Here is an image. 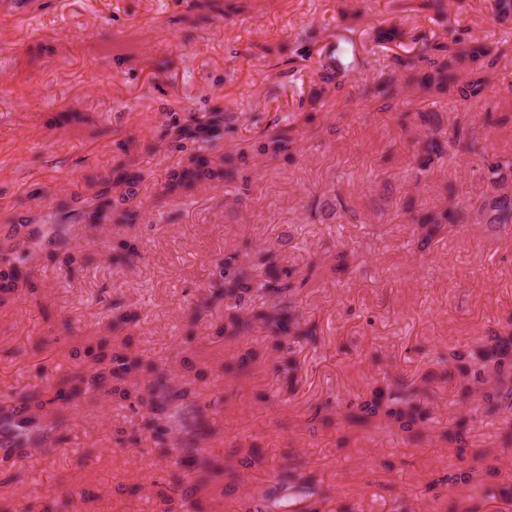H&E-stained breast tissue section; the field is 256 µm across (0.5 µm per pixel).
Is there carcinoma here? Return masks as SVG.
Masks as SVG:
<instances>
[{"mask_svg":"<svg viewBox=\"0 0 512 512\" xmlns=\"http://www.w3.org/2000/svg\"><path fill=\"white\" fill-rule=\"evenodd\" d=\"M423 53L434 54L428 59L429 69L416 79L409 80L410 85L421 96L439 97L448 95L461 104H470L481 98L488 86V76L495 69L500 54L497 49L485 43L468 40L453 33L448 42L435 45L424 44ZM226 124L222 112H211L194 116L173 126L172 146L183 152L186 145L204 146L215 137V133ZM294 143L290 132H276L259 147L264 153L279 154L285 152ZM244 161V156L225 155L217 165L202 158L197 153L190 154L184 164L169 175L167 192L186 189L203 181H221L229 179L236 170V163ZM512 169V160L500 159L495 162L493 175L498 177L494 183L496 190L482 204L477 216L486 224H512V183L499 172ZM140 175L123 172L112 182H103V188L94 199L78 206L77 215L90 223L111 220L117 224H132L137 218L136 211L129 207V200L135 196V186ZM124 190L112 194L119 187ZM308 278L294 279L293 271L285 270L283 275H274L265 280L255 279L241 266L235 255L224 257V266L219 271V283L224 300L240 309L253 293L262 291L277 299V303L260 320L274 340L276 348L290 345L296 333L295 320L290 314L288 297L295 289L303 286ZM250 322L238 314L227 316V322L219 333L226 336H240L248 331ZM451 362L465 383L489 385L482 399L484 411L488 414L512 415V332L493 336L490 342L480 350L470 353L464 350H452L448 353ZM134 363L124 355H112V377L121 379L130 372ZM420 390L401 386L383 393H373L348 406L346 418L350 422H365L384 419L392 425L410 434L425 419L426 408L417 400ZM446 481L450 485H468L477 482L476 470L457 469L448 472ZM276 491L263 489L254 497L255 512H271L276 504Z\"/></svg>","mask_w":512,"mask_h":512,"instance_id":"1","label":"carcinoma"}]
</instances>
